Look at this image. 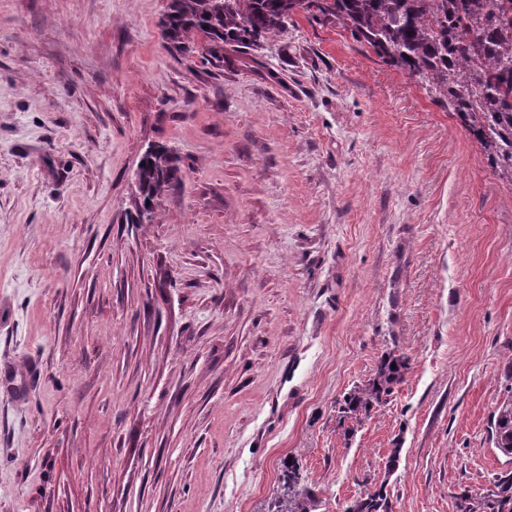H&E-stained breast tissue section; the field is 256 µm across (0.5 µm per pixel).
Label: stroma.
<instances>
[{
	"mask_svg": "<svg viewBox=\"0 0 512 512\" xmlns=\"http://www.w3.org/2000/svg\"><path fill=\"white\" fill-rule=\"evenodd\" d=\"M165 4L0 0V512H266L291 459L320 512H456L512 468V185L344 30L214 65ZM155 145L183 181L138 224ZM392 364L396 368H392ZM409 370L408 358L404 355L389 353L377 366L373 378L360 385L344 396V405L339 408L347 417L359 419L366 416L385 396L391 394L393 387L402 382ZM489 428L496 448L512 453V393L496 408ZM392 504L382 487L372 489L366 486L359 494L353 505L346 512H392Z\"/></svg>",
	"mask_w": 512,
	"mask_h": 512,
	"instance_id": "1",
	"label": "stroma"
}]
</instances>
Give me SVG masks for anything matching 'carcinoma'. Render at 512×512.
Instances as JSON below:
<instances>
[{"label":"carcinoma","mask_w":512,"mask_h":512,"mask_svg":"<svg viewBox=\"0 0 512 512\" xmlns=\"http://www.w3.org/2000/svg\"><path fill=\"white\" fill-rule=\"evenodd\" d=\"M336 26L387 65L414 78L448 107L479 144L499 179L512 184V0H166L163 40L185 58L203 40L207 55L224 62V50H255L284 32L293 15ZM182 181L178 158L157 145L142 155L134 174L139 222H151L162 196ZM409 370L408 358L388 354L373 378L344 397L341 412L367 415ZM489 428L496 447L512 453V395L496 408ZM282 491L268 512H318L319 499L304 483L299 463L288 462ZM457 512H512V471L480 493L463 491ZM346 512H392L383 489L365 487Z\"/></svg>","instance_id":"obj_1"}]
</instances>
